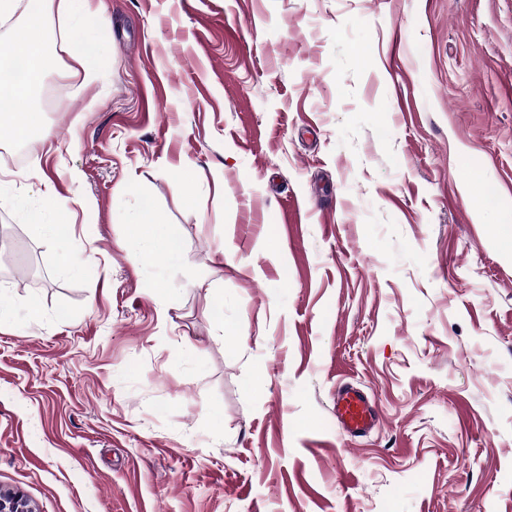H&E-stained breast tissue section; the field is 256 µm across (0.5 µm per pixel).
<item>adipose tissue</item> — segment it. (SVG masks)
Here are the masks:
<instances>
[{"mask_svg":"<svg viewBox=\"0 0 512 512\" xmlns=\"http://www.w3.org/2000/svg\"><path fill=\"white\" fill-rule=\"evenodd\" d=\"M0 53L13 59L23 58L26 63L23 77L0 82V105H6L8 109L15 111L28 110L36 86L41 82L45 71L54 65L53 58L45 49L40 18L30 17L28 23L15 33L7 49ZM129 221L143 228L135 247L144 258H161L169 262L178 260L180 250L175 240L167 236L161 222L142 210L133 213Z\"/></svg>","mask_w":512,"mask_h":512,"instance_id":"ef3b65f1","label":"adipose tissue"}]
</instances>
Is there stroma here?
<instances>
[{
  "instance_id": "1",
  "label": "stroma",
  "mask_w": 512,
  "mask_h": 512,
  "mask_svg": "<svg viewBox=\"0 0 512 512\" xmlns=\"http://www.w3.org/2000/svg\"><path fill=\"white\" fill-rule=\"evenodd\" d=\"M87 11H48L61 96L0 161V250L45 274L0 273V489L36 512H512V0ZM48 200L81 271L29 223ZM145 207L176 262L127 247ZM343 385L376 404L367 436ZM335 415L353 437L368 434L379 419L375 404L360 389L349 385L340 386L336 393Z\"/></svg>"
}]
</instances>
